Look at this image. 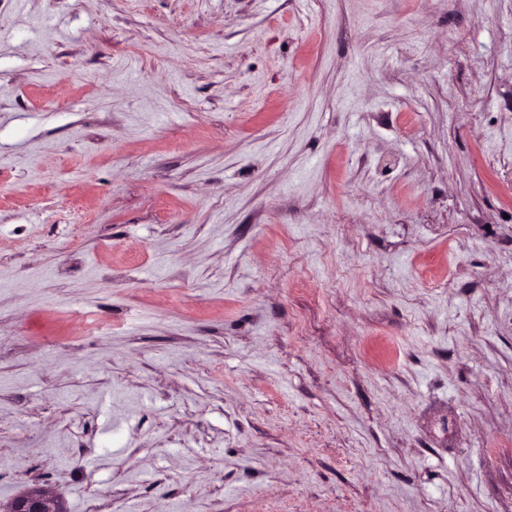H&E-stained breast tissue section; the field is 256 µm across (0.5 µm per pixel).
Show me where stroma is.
<instances>
[{"mask_svg":"<svg viewBox=\"0 0 512 512\" xmlns=\"http://www.w3.org/2000/svg\"><path fill=\"white\" fill-rule=\"evenodd\" d=\"M512 512V0H0V505ZM62 499L52 489L34 484L22 495L12 500L2 512H61Z\"/></svg>","mask_w":512,"mask_h":512,"instance_id":"stroma-1","label":"stroma"}]
</instances>
